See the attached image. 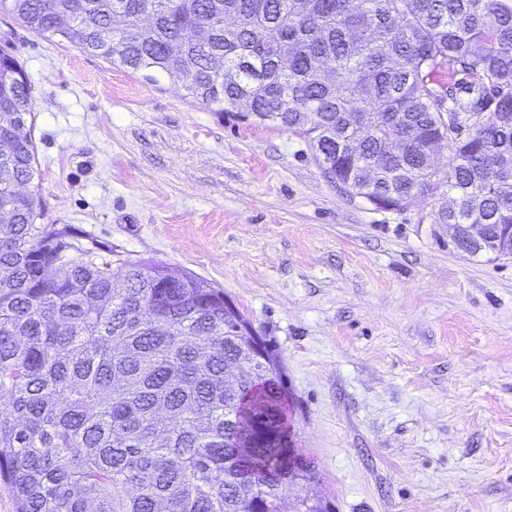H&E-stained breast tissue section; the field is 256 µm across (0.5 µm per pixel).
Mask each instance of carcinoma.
<instances>
[{"label": "carcinoma", "mask_w": 512, "mask_h": 512, "mask_svg": "<svg viewBox=\"0 0 512 512\" xmlns=\"http://www.w3.org/2000/svg\"><path fill=\"white\" fill-rule=\"evenodd\" d=\"M0 0L27 28L134 71L186 81L216 112L307 135L330 182L395 208L448 185L450 224L512 226V0ZM122 9L124 28L112 27ZM481 116L444 136L458 76ZM0 480L16 512H269L285 482L312 479L288 458L281 365L225 387L238 355L224 291L151 261L127 271L70 224H45L31 85L0 57ZM403 127L418 135L387 151ZM383 169L369 187L365 172ZM255 447L241 448L246 432Z\"/></svg>", "instance_id": "cac0c4a2"}]
</instances>
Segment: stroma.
Returning a JSON list of instances; mask_svg holds the SVG:
<instances>
[{"mask_svg":"<svg viewBox=\"0 0 512 512\" xmlns=\"http://www.w3.org/2000/svg\"><path fill=\"white\" fill-rule=\"evenodd\" d=\"M32 87L50 224L113 268L222 288L283 365L288 424L329 512H512V256L455 249L448 189L379 209L307 137L221 115L0 9Z\"/></svg>","mask_w":512,"mask_h":512,"instance_id":"obj_1","label":"stroma"}]
</instances>
